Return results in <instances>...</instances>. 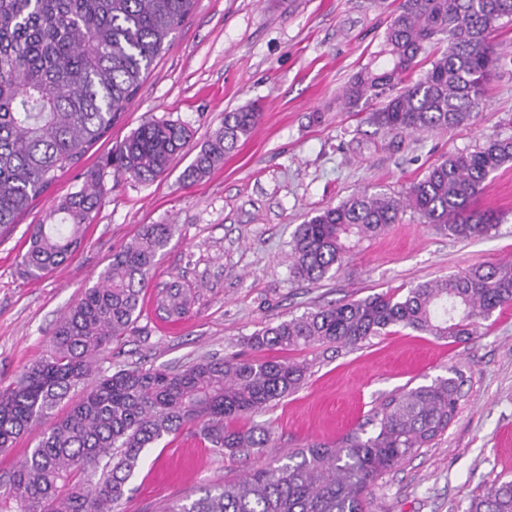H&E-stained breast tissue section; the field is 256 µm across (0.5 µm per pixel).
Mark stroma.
<instances>
[{
  "label": "stroma",
  "instance_id": "stroma-1",
  "mask_svg": "<svg viewBox=\"0 0 512 512\" xmlns=\"http://www.w3.org/2000/svg\"><path fill=\"white\" fill-rule=\"evenodd\" d=\"M400 0H197L107 136L0 234V386L45 356L65 313L145 224L174 234L156 265L132 330L100 367L182 370L203 359L251 357L244 339L267 324L333 304L407 289L472 266L512 260V163L493 173L474 206L504 219L488 236L461 240L406 212L363 241L334 277L313 284L290 274V242L314 211L361 192L401 194L448 154L492 133L512 134V61L503 60L485 105L449 131L395 134L370 110L343 108L345 83L379 51ZM257 104L250 136L193 185L181 175L226 111ZM184 124L192 138L167 173L150 182L115 176L112 147L145 120ZM107 193L73 257L39 279L20 266L30 225L48 222L86 174ZM196 290L190 312L169 322L153 298L172 281ZM306 364L303 386L261 414L235 421L270 441L246 456L222 452L186 427L143 451L117 512H163L205 488L282 463L292 448L333 445L364 428L395 389L462 373L454 421L429 445L379 477L371 512H464L472 496L512 478V304L456 342L394 327L355 347L273 349Z\"/></svg>",
  "mask_w": 512,
  "mask_h": 512
}]
</instances>
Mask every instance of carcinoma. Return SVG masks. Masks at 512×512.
<instances>
[{
  "instance_id": "obj_1",
  "label": "carcinoma",
  "mask_w": 512,
  "mask_h": 512,
  "mask_svg": "<svg viewBox=\"0 0 512 512\" xmlns=\"http://www.w3.org/2000/svg\"><path fill=\"white\" fill-rule=\"evenodd\" d=\"M195 0H0V228L13 223L58 174L75 168L119 119L126 102ZM512 0H403L379 52L342 88L345 108L373 100L371 119L395 133L454 129L483 104L484 85L501 55L490 43ZM436 48L418 72L421 54ZM260 118L251 104L224 113L182 180L193 183L224 161ZM190 130L149 120L112 147L120 177L154 181L183 153ZM512 162V136L493 135L473 150L433 165L402 195L356 194L299 225L291 241L293 278L317 283L340 268L352 239L375 236L406 210L457 239L482 237L501 216L473 203L487 178ZM107 188L95 177L51 210L50 224L29 228L26 275L42 277L67 262ZM171 224H145L112 254L53 332L46 356L0 390V452L41 425L35 448L0 473V512H114L142 451L186 426L231 453L264 448L269 434L228 422L262 412L296 391L307 366L263 357L203 360L184 370L97 364L140 316ZM195 289L177 281L155 297L169 319L184 317ZM512 303V262L469 268L410 287L319 308L254 332L251 350L356 346L400 326L438 338L477 334L480 321ZM78 402L59 416L71 390ZM457 380L401 388L376 407L370 436L348 433L335 446L293 450L286 462L256 468L233 485L208 489L164 512H367L378 476L445 430L456 415ZM464 512H512V480L496 482Z\"/></svg>"
}]
</instances>
